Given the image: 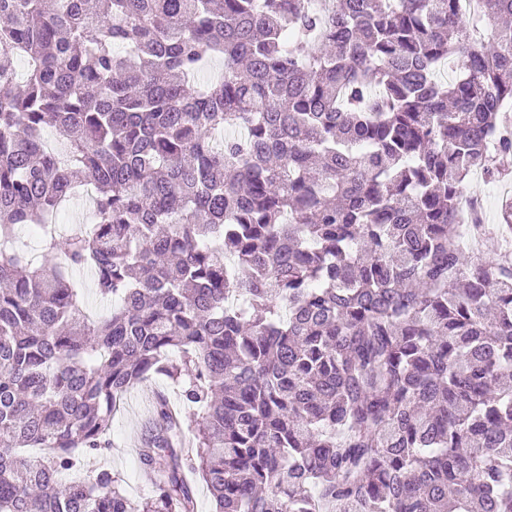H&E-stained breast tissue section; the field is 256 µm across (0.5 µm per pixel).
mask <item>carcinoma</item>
Returning a JSON list of instances; mask_svg holds the SVG:
<instances>
[{"label": "carcinoma", "mask_w": 512, "mask_h": 512, "mask_svg": "<svg viewBox=\"0 0 512 512\" xmlns=\"http://www.w3.org/2000/svg\"><path fill=\"white\" fill-rule=\"evenodd\" d=\"M335 2L0 0V512H512V0ZM154 375L153 495L65 479ZM508 187L510 190L507 193L504 189ZM463 197L468 201L474 198L480 202L486 224H499L501 203L512 197V179L509 177L500 182L490 183L483 174H474L465 182ZM87 212H91L90 203L88 200H84L83 196L70 204L65 221L58 226L61 246H64L66 239L79 231L80 227H82L79 221H82L83 215Z\"/></svg>", "instance_id": "cac0c4a2"}]
</instances>
